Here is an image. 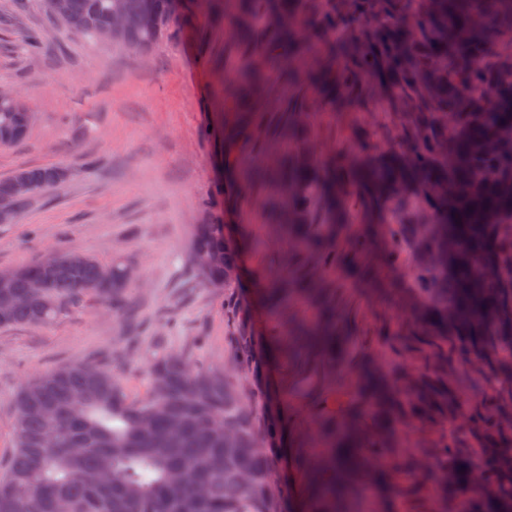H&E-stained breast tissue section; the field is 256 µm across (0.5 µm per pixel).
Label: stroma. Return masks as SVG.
<instances>
[{"label": "stroma", "mask_w": 512, "mask_h": 512, "mask_svg": "<svg viewBox=\"0 0 512 512\" xmlns=\"http://www.w3.org/2000/svg\"><path fill=\"white\" fill-rule=\"evenodd\" d=\"M43 49L28 52V32ZM254 48L193 6L170 21L146 53L91 42L64 31L39 0H0V87L34 113L23 142L0 148V178L26 167L60 166L67 178L0 225V268L37 262L56 251L120 257L135 269L134 311L90 299L62 307L45 326L0 329V462L14 450V397L34 375L64 365L107 361L130 395L145 393L148 366L163 352H184L196 369L223 367L241 347L250 357L239 382L260 419H286L267 441L282 485L281 512H302L303 461L319 421L345 412L361 368L432 374L436 343L416 340L407 290L411 279L387 262L383 215H366L357 192L340 200L342 222L326 238L338 257L322 286L340 315L336 347L314 363L284 355L282 317L265 306L267 276L280 264L283 232L264 203L271 186L247 181L249 168L293 152L285 115L305 109L306 159L316 165L365 161L399 148L413 115L360 93L321 104L314 75L340 59L338 40L305 45L292 71L271 70L247 107L225 88L252 66ZM261 120L259 135L226 144L242 112ZM222 224L240 247L231 288L204 287L187 264L195 225ZM473 416L504 401L499 385L476 375L465 356L442 347Z\"/></svg>", "instance_id": "35a3bbf8"}]
</instances>
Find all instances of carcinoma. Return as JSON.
I'll use <instances>...</instances> for the list:
<instances>
[{
    "label": "carcinoma",
    "mask_w": 512,
    "mask_h": 512,
    "mask_svg": "<svg viewBox=\"0 0 512 512\" xmlns=\"http://www.w3.org/2000/svg\"><path fill=\"white\" fill-rule=\"evenodd\" d=\"M58 24L95 39L119 0H66ZM159 18L149 30L127 25L113 46L148 52L170 21L167 0H140ZM203 13L240 10L242 0H196ZM275 13L255 35L273 61L295 55L310 39L342 34L344 58L319 76L324 101L353 97L361 88L390 93L398 112L417 113L398 151L367 165L332 170L279 160L253 169L276 184L274 209L293 253L324 270L336 254L311 245L335 223L327 186L353 187L387 216L385 254L408 255L413 268L412 320L423 339L453 341L475 370L512 372V50L498 44L509 32L512 0H267ZM34 114L0 102V129L28 136ZM49 167L21 170L40 195L60 180ZM65 254L22 267L13 292L28 291L29 275L47 274ZM194 275L208 288H229L238 257L222 224H198L189 254ZM136 276L117 258L89 254L51 287L0 317V328L44 326L62 305L95 298L128 306ZM286 348L317 354L333 343L329 325L281 331ZM190 369L181 354L162 353L149 365V386L131 397L101 363L51 369L24 383L14 399L15 448L0 468V512H278L281 491L270 485L254 410L235 370ZM365 409L374 422L355 425ZM467 420L448 361L432 378L378 370L365 375L359 398L330 427L308 461L310 512H383L373 491L397 469L419 476L427 459L402 453L396 430L434 412ZM474 452L459 456L448 441L431 439V483L421 486L442 512V498L458 512H512V409L500 407L472 423Z\"/></svg>",
    "instance_id": "cac0c4a2"
}]
</instances>
